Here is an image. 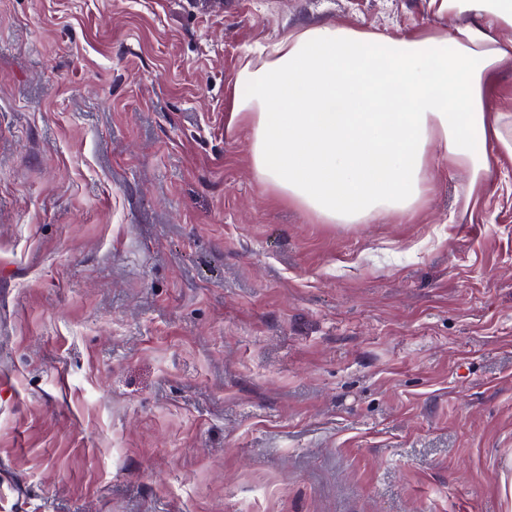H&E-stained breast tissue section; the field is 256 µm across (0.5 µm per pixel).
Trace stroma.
Returning a JSON list of instances; mask_svg holds the SVG:
<instances>
[{
	"mask_svg": "<svg viewBox=\"0 0 512 512\" xmlns=\"http://www.w3.org/2000/svg\"><path fill=\"white\" fill-rule=\"evenodd\" d=\"M429 0H0V512H512V157L323 224L230 119L287 29Z\"/></svg>",
	"mask_w": 512,
	"mask_h": 512,
	"instance_id": "obj_1",
	"label": "stroma"
}]
</instances>
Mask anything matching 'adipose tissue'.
<instances>
[{
    "label": "adipose tissue",
    "mask_w": 512,
    "mask_h": 512,
    "mask_svg": "<svg viewBox=\"0 0 512 512\" xmlns=\"http://www.w3.org/2000/svg\"><path fill=\"white\" fill-rule=\"evenodd\" d=\"M467 24L397 37L329 22L283 32L270 58L243 68L233 120L252 132L257 179L326 224L409 215L442 165L468 188L512 156V113L484 95L512 65V0H430Z\"/></svg>",
    "instance_id": "1"
}]
</instances>
